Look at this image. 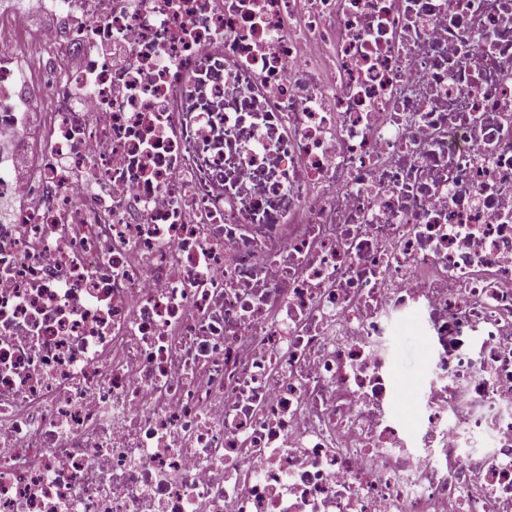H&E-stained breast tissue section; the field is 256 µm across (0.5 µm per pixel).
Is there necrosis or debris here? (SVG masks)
Listing matches in <instances>:
<instances>
[{"label": "necrosis or debris", "instance_id": "obj_1", "mask_svg": "<svg viewBox=\"0 0 512 512\" xmlns=\"http://www.w3.org/2000/svg\"><path fill=\"white\" fill-rule=\"evenodd\" d=\"M11 2L0 512H512V0ZM389 359L396 394L423 388L427 372L424 369V346L419 336L411 331L392 336Z\"/></svg>", "mask_w": 512, "mask_h": 512}]
</instances>
